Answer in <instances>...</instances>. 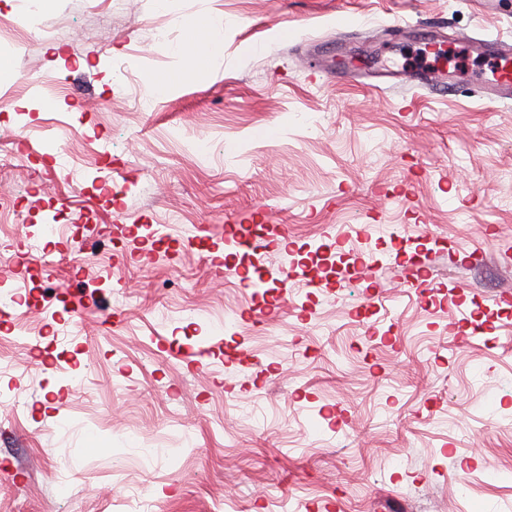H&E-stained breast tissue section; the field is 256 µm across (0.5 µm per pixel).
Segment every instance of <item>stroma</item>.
<instances>
[{"label": "stroma", "instance_id": "stroma-1", "mask_svg": "<svg viewBox=\"0 0 512 512\" xmlns=\"http://www.w3.org/2000/svg\"><path fill=\"white\" fill-rule=\"evenodd\" d=\"M30 6L0 0V512H512V105L456 39L512 0ZM250 214L285 237L216 272L196 226ZM224 34L220 24L210 26L207 34L198 43L200 45V60H213L223 51Z\"/></svg>", "mask_w": 512, "mask_h": 512}]
</instances>
